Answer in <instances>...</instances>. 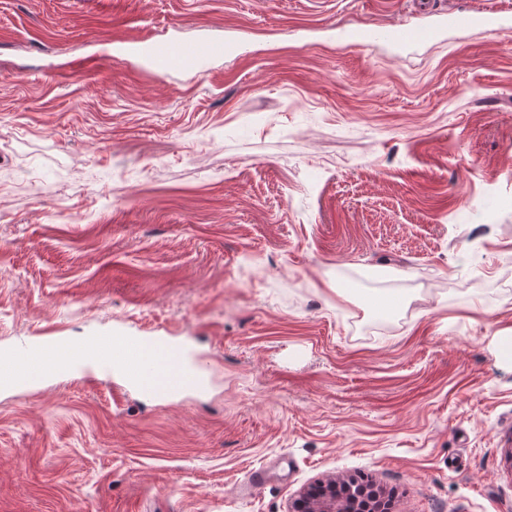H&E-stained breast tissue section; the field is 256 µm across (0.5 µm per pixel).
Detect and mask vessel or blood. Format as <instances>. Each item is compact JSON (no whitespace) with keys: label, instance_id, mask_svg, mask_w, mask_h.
Segmentation results:
<instances>
[{"label":"vessel or blood","instance_id":"vessel-or-blood-1","mask_svg":"<svg viewBox=\"0 0 512 512\" xmlns=\"http://www.w3.org/2000/svg\"><path fill=\"white\" fill-rule=\"evenodd\" d=\"M474 28L493 37L512 38V26L491 10L481 14L452 11L435 24H391L371 34L349 30L342 38L351 46L371 40L403 47L436 42L446 29L463 32ZM235 48V42L216 37L146 38L138 42L136 53L156 73L192 72L202 76L213 61L231 54ZM86 364L111 372L124 391L155 400L174 401L206 387L201 365L190 361L182 343L165 336L117 331L88 341L51 338L0 350V388H35L50 377L69 375Z\"/></svg>","mask_w":512,"mask_h":512}]
</instances>
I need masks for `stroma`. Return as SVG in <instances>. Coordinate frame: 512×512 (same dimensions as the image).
Instances as JSON below:
<instances>
[{
  "label": "stroma",
  "mask_w": 512,
  "mask_h": 512,
  "mask_svg": "<svg viewBox=\"0 0 512 512\" xmlns=\"http://www.w3.org/2000/svg\"><path fill=\"white\" fill-rule=\"evenodd\" d=\"M512 0H0V348L173 336L208 388L0 390V512H512ZM240 38L203 77L148 37ZM474 28H481L486 34L506 39L511 44L512 27L505 24L491 10L481 14L450 11L446 18L436 24H391L370 35L358 30H349L343 33L342 38L350 46L361 45L369 39L384 46L403 47L436 42L444 29L463 32ZM336 480L305 489L293 502L290 512H364L354 500L336 495Z\"/></svg>",
  "instance_id": "stroma-1"
}]
</instances>
